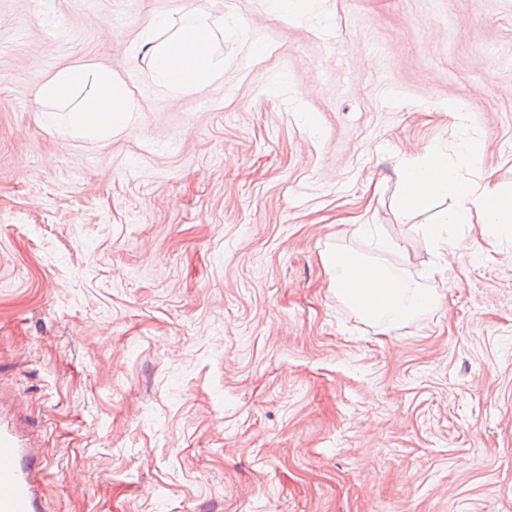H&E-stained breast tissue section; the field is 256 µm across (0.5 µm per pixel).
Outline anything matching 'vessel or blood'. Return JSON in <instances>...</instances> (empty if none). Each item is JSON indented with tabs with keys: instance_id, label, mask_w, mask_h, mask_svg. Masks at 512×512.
Wrapping results in <instances>:
<instances>
[{
	"instance_id": "obj_1",
	"label": "vessel or blood",
	"mask_w": 512,
	"mask_h": 512,
	"mask_svg": "<svg viewBox=\"0 0 512 512\" xmlns=\"http://www.w3.org/2000/svg\"><path fill=\"white\" fill-rule=\"evenodd\" d=\"M46 460L0 405V512H42Z\"/></svg>"
}]
</instances>
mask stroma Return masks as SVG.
<instances>
[{"label": "stroma", "mask_w": 512, "mask_h": 512, "mask_svg": "<svg viewBox=\"0 0 512 512\" xmlns=\"http://www.w3.org/2000/svg\"><path fill=\"white\" fill-rule=\"evenodd\" d=\"M192 12L220 74L171 92L136 39ZM70 64L122 130L45 120ZM435 153L512 192V0H0V391L44 512H512V230L402 209ZM331 250L433 303L383 330ZM87 84L96 86L94 97L65 112H49L47 118L70 126L84 138L99 140L124 127L135 110L111 70L87 64L61 67L41 85L38 95L46 102L60 104Z\"/></svg>", "instance_id": "1"}]
</instances>
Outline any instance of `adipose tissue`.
I'll return each instance as SVG.
<instances>
[{
  "label": "adipose tissue",
  "instance_id": "adipose-tissue-1",
  "mask_svg": "<svg viewBox=\"0 0 512 512\" xmlns=\"http://www.w3.org/2000/svg\"><path fill=\"white\" fill-rule=\"evenodd\" d=\"M169 25V17L158 14L140 33L153 73L173 91L206 89L220 69L213 57L207 20L195 17L175 37L160 39V32ZM90 84L96 88L94 97L67 111L49 113L48 118L84 138L99 140L124 127L135 110L111 70L87 64L61 67L41 85L39 96L60 104ZM400 182V203L407 209H421L432 197L452 194L453 204L442 214L441 223L466 224L476 213L487 224H512V193L489 186L475 189L460 181L455 169L439 158L406 169ZM324 264L338 294L366 318L388 326L405 322L433 301L414 278L393 275L382 264L340 252L328 253Z\"/></svg>",
  "mask_w": 512,
  "mask_h": 512
}]
</instances>
